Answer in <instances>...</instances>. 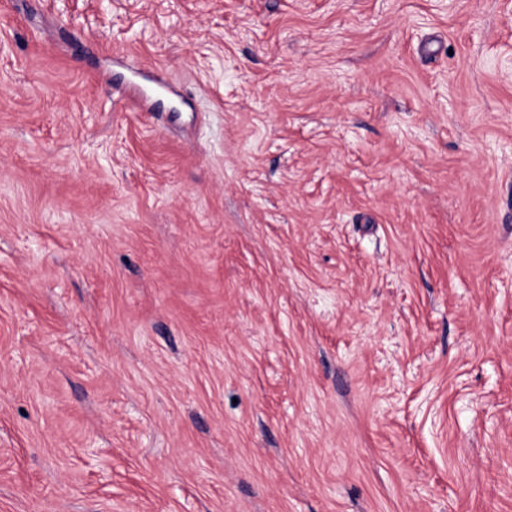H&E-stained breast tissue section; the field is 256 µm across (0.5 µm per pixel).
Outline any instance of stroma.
<instances>
[{"label":"stroma","mask_w":512,"mask_h":512,"mask_svg":"<svg viewBox=\"0 0 512 512\" xmlns=\"http://www.w3.org/2000/svg\"><path fill=\"white\" fill-rule=\"evenodd\" d=\"M0 512H512V0H0Z\"/></svg>","instance_id":"35a3bbf8"}]
</instances>
